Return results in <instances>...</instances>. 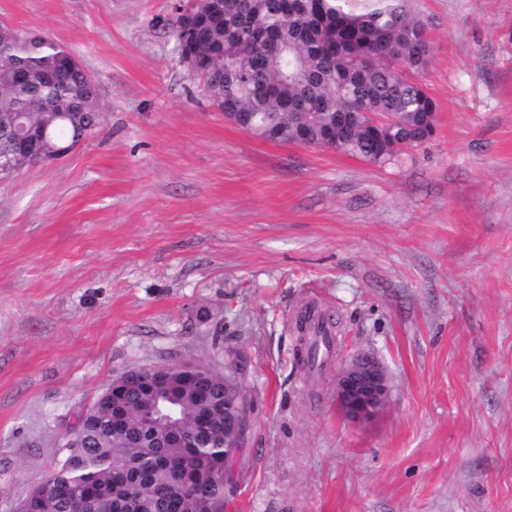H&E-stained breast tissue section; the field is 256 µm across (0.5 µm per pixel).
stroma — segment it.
I'll list each match as a JSON object with an SVG mask.
<instances>
[{"mask_svg": "<svg viewBox=\"0 0 512 512\" xmlns=\"http://www.w3.org/2000/svg\"><path fill=\"white\" fill-rule=\"evenodd\" d=\"M178 0H0L62 45L104 120L0 178V512L112 379L189 362L247 401L230 512H512V0H408L430 140L378 166L256 138L179 60ZM332 315L308 373L296 317ZM385 367L384 410L336 365ZM336 405L352 422L372 420L384 408L390 391L388 376L373 357L358 355L342 365L333 384Z\"/></svg>", "mask_w": 512, "mask_h": 512, "instance_id": "obj_1", "label": "stroma"}]
</instances>
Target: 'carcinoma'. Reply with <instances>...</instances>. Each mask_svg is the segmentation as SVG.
<instances>
[{"mask_svg":"<svg viewBox=\"0 0 512 512\" xmlns=\"http://www.w3.org/2000/svg\"><path fill=\"white\" fill-rule=\"evenodd\" d=\"M220 26L183 28L175 36L197 51L199 80L217 107L240 112L241 129L284 143L301 122L327 129L339 152L391 159L430 138L436 104L406 72L428 62L429 43L406 0H205ZM57 113L45 148L77 145L103 120L97 88L80 63L50 39L0 31V113ZM367 112L395 125L376 136ZM400 148L389 149L391 145ZM125 396L102 392L81 428L66 437L75 451L38 482L24 512H224V401L237 397L224 375L205 365L165 372ZM159 407L183 440L155 447L167 424L147 423ZM208 414L200 426L197 414Z\"/></svg>","mask_w":512,"mask_h":512,"instance_id":"carcinoma-1","label":"carcinoma"}]
</instances>
